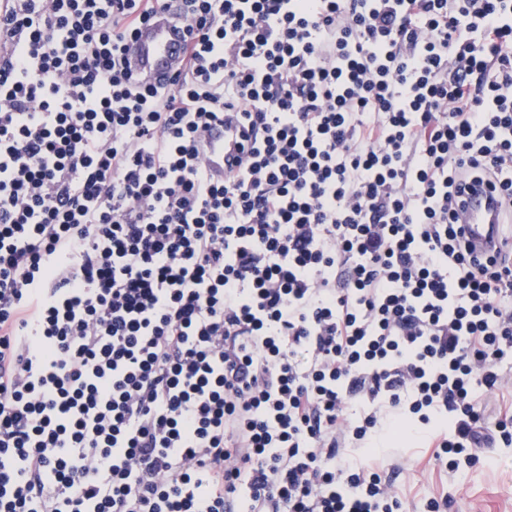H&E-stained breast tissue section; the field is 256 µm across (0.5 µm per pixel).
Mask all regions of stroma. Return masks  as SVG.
Masks as SVG:
<instances>
[{"mask_svg": "<svg viewBox=\"0 0 512 512\" xmlns=\"http://www.w3.org/2000/svg\"><path fill=\"white\" fill-rule=\"evenodd\" d=\"M422 439L382 441L364 465L395 471L394 488L407 512H427L428 498L450 497L447 512H512V446L478 452L462 475L451 477L430 463Z\"/></svg>", "mask_w": 512, "mask_h": 512, "instance_id": "obj_1", "label": "stroma"}]
</instances>
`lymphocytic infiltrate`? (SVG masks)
<instances>
[{"mask_svg":"<svg viewBox=\"0 0 512 512\" xmlns=\"http://www.w3.org/2000/svg\"><path fill=\"white\" fill-rule=\"evenodd\" d=\"M167 2L0 0V512H403L341 448L512 445V0H176L146 85ZM183 28L171 15H159L142 24L127 45L135 71L146 79L173 75L186 52ZM235 134L233 126L215 124L206 133L203 152L208 170L215 177L224 178V169L235 155ZM495 213L491 204V192L485 185L473 186L464 197L458 224H462L466 236L477 248L489 249L501 247L496 238H492L491 229L495 225Z\"/></svg>","mask_w":512,"mask_h":512,"instance_id":"lymphocytic-infiltrate-1","label":"lymphocytic infiltrate"}]
</instances>
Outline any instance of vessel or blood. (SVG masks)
Masks as SVG:
<instances>
[{"label":"vessel or blood","instance_id":"b4317fda","mask_svg":"<svg viewBox=\"0 0 512 512\" xmlns=\"http://www.w3.org/2000/svg\"><path fill=\"white\" fill-rule=\"evenodd\" d=\"M187 38L183 28L169 15H160L142 24L127 45V56L135 71L145 78L173 75L186 52ZM234 127L215 124L206 133L203 152L208 170L220 177L235 154ZM466 236L474 245L487 249L494 246L491 229L495 213L491 192L483 185L473 186L464 197L459 216Z\"/></svg>","mask_w":512,"mask_h":512}]
</instances>
